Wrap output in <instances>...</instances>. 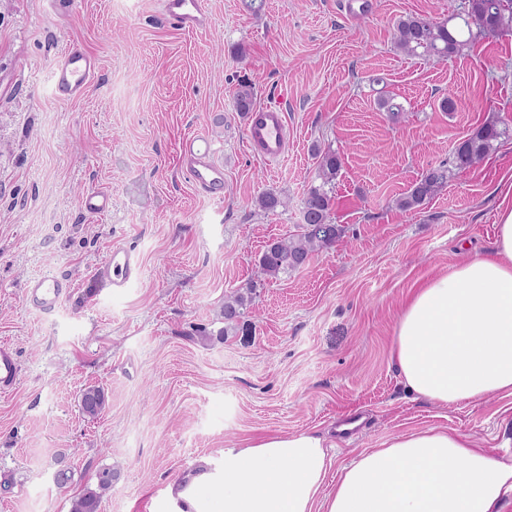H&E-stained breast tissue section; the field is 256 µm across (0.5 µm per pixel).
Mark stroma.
I'll list each match as a JSON object with an SVG mask.
<instances>
[{"mask_svg": "<svg viewBox=\"0 0 512 512\" xmlns=\"http://www.w3.org/2000/svg\"><path fill=\"white\" fill-rule=\"evenodd\" d=\"M211 28L185 32L159 0H76L60 18L42 0H0V341L15 347L20 381L0 394V512H69L104 466L119 473L98 512H152V501L199 456L239 439L315 429L336 435L337 464L402 432L445 427L490 454H512V394L443 407L408 392L392 356L411 288L489 254L512 185V34L477 39L434 64L397 51L392 22L443 18L448 0H205ZM78 43L99 60L87 95L56 100L49 70ZM281 105L289 147L274 165L249 148L234 98ZM456 109L438 108L447 93ZM402 103L392 123L379 96ZM508 129L480 163L452 171L417 211L398 199L428 167L452 157L474 128ZM217 148L224 195L199 193L179 145ZM342 158L331 248L273 279L259 258L301 234L317 146ZM94 188L112 210L86 213ZM265 191L287 197L273 212ZM142 257L137 283L113 295L95 269L113 245ZM70 279L56 310L24 300L45 271ZM251 289L234 329L224 299ZM102 388L91 418L80 396ZM70 468L66 489L52 476Z\"/></svg>", "mask_w": 512, "mask_h": 512, "instance_id": "stroma-1", "label": "stroma"}]
</instances>
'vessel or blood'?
Instances as JSON below:
<instances>
[{
    "mask_svg": "<svg viewBox=\"0 0 512 512\" xmlns=\"http://www.w3.org/2000/svg\"><path fill=\"white\" fill-rule=\"evenodd\" d=\"M161 11L175 27L184 31L209 28L213 17L205 0H161ZM97 57L80 46L73 45L56 59L49 76L52 93L60 101L82 99L97 70ZM246 137L251 150L265 161H279L288 151V123L281 106H264L246 116ZM180 158L194 187L213 198L224 190V168L213 160V145L202 136L183 140ZM113 293L130 288L141 275L140 254L135 249L116 245L98 267ZM72 292L68 278L46 274L28 282L25 299L30 308L54 311ZM20 375L16 350L9 344H0V392L12 389Z\"/></svg>",
    "mask_w": 512,
    "mask_h": 512,
    "instance_id": "b4317fda",
    "label": "vessel or blood"
}]
</instances>
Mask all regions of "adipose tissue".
<instances>
[{"instance_id": "1", "label": "adipose tissue", "mask_w": 512, "mask_h": 512, "mask_svg": "<svg viewBox=\"0 0 512 512\" xmlns=\"http://www.w3.org/2000/svg\"><path fill=\"white\" fill-rule=\"evenodd\" d=\"M405 387L441 406L512 393V206L493 251L413 288L392 342ZM512 494V457L445 428L398 434L336 466L314 430L245 438L201 457L155 512H499Z\"/></svg>"}]
</instances>
